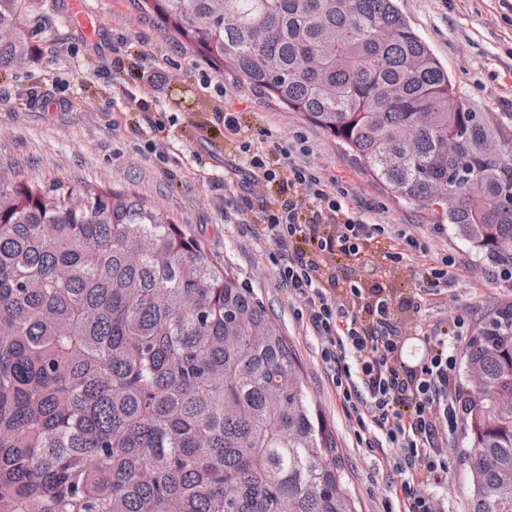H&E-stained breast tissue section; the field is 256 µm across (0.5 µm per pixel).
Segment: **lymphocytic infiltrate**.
Masks as SVG:
<instances>
[{
    "label": "lymphocytic infiltrate",
    "mask_w": 512,
    "mask_h": 512,
    "mask_svg": "<svg viewBox=\"0 0 512 512\" xmlns=\"http://www.w3.org/2000/svg\"><path fill=\"white\" fill-rule=\"evenodd\" d=\"M235 169L241 175L239 205L253 207L250 185L258 180L281 182L287 196L276 209L261 216L266 239L278 254L293 253L278 277L296 296L305 298L309 323L322 339V358L334 367L336 395L346 412L358 447L381 452L402 481L383 512H443L436 495L422 493V484L441 487L448 479V435L459 409L449 393L457 359L447 344L430 350L416 366L400 361L401 347L390 330L391 299L376 293L360 319L349 303L361 298L356 283H347L344 300L334 294L335 277L325 276L319 258L325 254L358 252L382 234V225L369 222L353 207L346 193L330 192L321 173L299 164L292 148L279 152L277 166L265 153H245ZM305 194L317 206L315 222L296 218L297 196ZM328 221V234H319V221Z\"/></svg>",
    "instance_id": "f902f5d3"
}]
</instances>
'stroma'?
<instances>
[{
  "label": "stroma",
  "mask_w": 512,
  "mask_h": 512,
  "mask_svg": "<svg viewBox=\"0 0 512 512\" xmlns=\"http://www.w3.org/2000/svg\"><path fill=\"white\" fill-rule=\"evenodd\" d=\"M72 0H30L34 53L0 68V161L21 163L41 183L56 180L131 190L173 216L217 266L266 309L295 353L308 395L333 430L359 512H380L401 477L381 454L357 448L321 358V339L301 313L304 301L278 279L272 245L253 212L237 209L239 178L230 168L241 145L273 154L303 140L306 162L330 190L385 228L354 255L324 260L338 282L359 281L364 298L381 289L393 302L402 360L416 365L444 336L463 353L480 326L512 306V279L493 274L436 211L388 195L357 158L300 114L232 74L217 76L197 55L165 37L133 0H92L97 29L85 32ZM402 13L455 81L461 96L489 112H512V0H398ZM158 76L145 84L142 71ZM236 113L237 132L221 112ZM405 232L428 247L386 257ZM447 267L452 286L430 271ZM462 427L448 438L446 512H471V475Z\"/></svg>",
  "instance_id": "stroma-1"
}]
</instances>
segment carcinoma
<instances>
[{
  "label": "carcinoma",
  "instance_id": "1",
  "mask_svg": "<svg viewBox=\"0 0 512 512\" xmlns=\"http://www.w3.org/2000/svg\"><path fill=\"white\" fill-rule=\"evenodd\" d=\"M512 275V112L457 95L396 0H137ZM0 67L27 0H0ZM502 153L485 155L488 140ZM453 148H448V143ZM78 197L83 204L75 206ZM472 512H512V308L464 352ZM288 377V389H281ZM0 512H357L260 304L141 197L0 169Z\"/></svg>",
  "mask_w": 512,
  "mask_h": 512
}]
</instances>
